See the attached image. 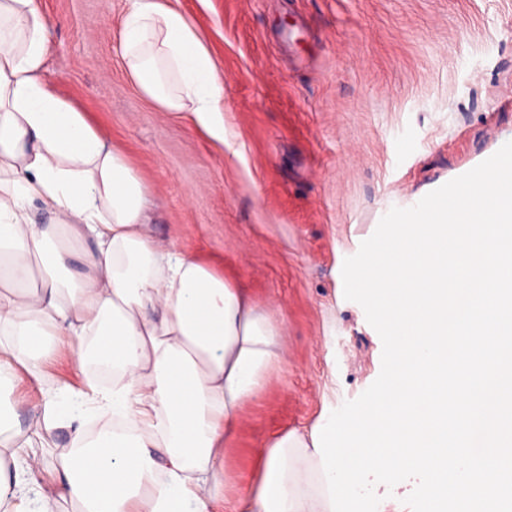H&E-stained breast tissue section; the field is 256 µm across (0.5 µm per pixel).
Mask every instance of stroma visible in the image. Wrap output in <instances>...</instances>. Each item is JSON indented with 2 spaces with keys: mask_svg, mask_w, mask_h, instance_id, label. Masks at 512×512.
Listing matches in <instances>:
<instances>
[{
  "mask_svg": "<svg viewBox=\"0 0 512 512\" xmlns=\"http://www.w3.org/2000/svg\"><path fill=\"white\" fill-rule=\"evenodd\" d=\"M224 81V138L127 77L128 0H39L59 95L147 186L148 228L284 319L285 360L243 410L224 492L274 435L378 377L383 345L342 265L380 219L512 141V0H163Z\"/></svg>",
  "mask_w": 512,
  "mask_h": 512,
  "instance_id": "1",
  "label": "stroma"
}]
</instances>
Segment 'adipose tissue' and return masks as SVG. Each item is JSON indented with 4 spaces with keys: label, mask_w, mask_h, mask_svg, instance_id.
Segmentation results:
<instances>
[{
    "label": "adipose tissue",
    "mask_w": 512,
    "mask_h": 512,
    "mask_svg": "<svg viewBox=\"0 0 512 512\" xmlns=\"http://www.w3.org/2000/svg\"><path fill=\"white\" fill-rule=\"evenodd\" d=\"M129 2V78L223 140L224 83L194 24L161 0ZM48 45L39 0H0V384L40 393L27 436L0 409V512L62 500L80 512H330L312 437L297 431L260 450L257 484L225 496L224 451L283 358V324L223 270L146 231L143 182L53 90ZM34 200L51 223L35 222ZM61 235L85 243L82 275ZM57 334L78 366L112 369L111 386L46 384ZM62 427L72 451L52 482H34Z\"/></svg>",
    "instance_id": "obj_1"
}]
</instances>
